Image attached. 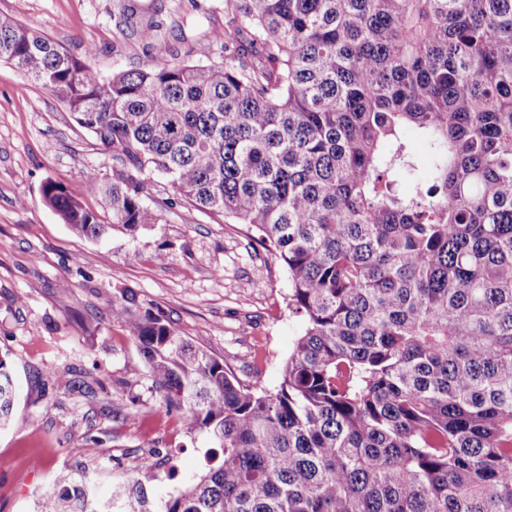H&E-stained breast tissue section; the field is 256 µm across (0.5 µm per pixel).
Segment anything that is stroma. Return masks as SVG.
<instances>
[{
    "label": "stroma",
    "instance_id": "stroma-1",
    "mask_svg": "<svg viewBox=\"0 0 512 512\" xmlns=\"http://www.w3.org/2000/svg\"><path fill=\"white\" fill-rule=\"evenodd\" d=\"M129 12L138 29L115 26ZM0 17L45 34L101 75L144 62L197 60L224 0H0ZM112 153L49 91L0 61V356L18 384L0 430V512L89 485L142 484L152 512L205 468L206 441L160 402L112 298L127 292L174 319L192 342L243 382L279 385L303 323L288 307V276L238 224L216 223L154 177L144 202L159 223L91 241L63 224L40 187L80 195L102 223L110 213L85 187L112 175ZM152 456L151 473L139 470Z\"/></svg>",
    "mask_w": 512,
    "mask_h": 512
}]
</instances>
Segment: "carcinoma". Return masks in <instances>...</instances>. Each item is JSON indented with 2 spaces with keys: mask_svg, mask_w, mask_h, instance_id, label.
<instances>
[{
  "mask_svg": "<svg viewBox=\"0 0 512 512\" xmlns=\"http://www.w3.org/2000/svg\"><path fill=\"white\" fill-rule=\"evenodd\" d=\"M218 46L219 65L104 77L0 18V61L116 162L86 187L110 224L42 183L63 223L91 240L156 224L142 193L161 176L255 230L303 318L258 390L112 298L167 411L213 444L164 512H512V0H224ZM15 392L0 356V428Z\"/></svg>",
  "mask_w": 512,
  "mask_h": 512,
  "instance_id": "obj_1",
  "label": "carcinoma"
}]
</instances>
